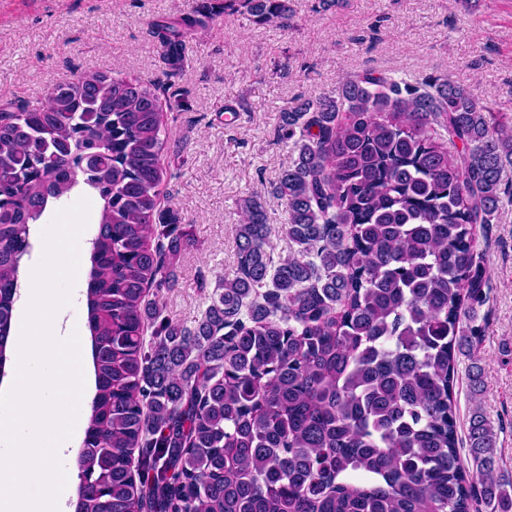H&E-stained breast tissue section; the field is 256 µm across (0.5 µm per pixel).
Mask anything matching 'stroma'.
<instances>
[{"instance_id": "35a3bbf8", "label": "stroma", "mask_w": 512, "mask_h": 512, "mask_svg": "<svg viewBox=\"0 0 512 512\" xmlns=\"http://www.w3.org/2000/svg\"><path fill=\"white\" fill-rule=\"evenodd\" d=\"M203 0H0V106H39L51 86L97 70L166 82L147 23L200 8ZM291 26L254 25L226 13L186 38L168 115L170 178L162 204L186 233L175 287L160 302L188 325L209 305L219 277L237 267L240 199L268 194L275 254L289 252L286 214L271 193L293 160L279 139L284 109L371 73L413 85L447 80L474 90L512 123V0H348L320 8L293 0ZM490 288L479 308L484 412L499 427V465L512 475V204L477 230Z\"/></svg>"}]
</instances>
